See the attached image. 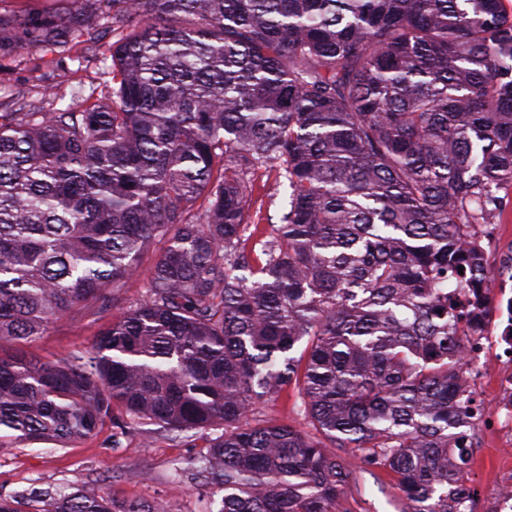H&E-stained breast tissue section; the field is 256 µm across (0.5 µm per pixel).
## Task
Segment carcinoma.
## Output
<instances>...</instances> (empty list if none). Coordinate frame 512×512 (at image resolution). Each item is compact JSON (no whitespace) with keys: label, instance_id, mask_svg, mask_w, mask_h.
Listing matches in <instances>:
<instances>
[{"label":"carcinoma","instance_id":"obj_1","mask_svg":"<svg viewBox=\"0 0 512 512\" xmlns=\"http://www.w3.org/2000/svg\"><path fill=\"white\" fill-rule=\"evenodd\" d=\"M58 0L0 12V58L112 23V87L0 113V346L37 341L138 271L85 349L0 357V448L115 420L222 431L197 460L217 512H348L356 469L397 512H462L476 405L448 289L485 284L512 207L506 0ZM286 188L261 235L260 172ZM464 270H459V267ZM291 387L308 430L255 417ZM335 448H348L346 459ZM171 512L32 490L0 512Z\"/></svg>","mask_w":512,"mask_h":512}]
</instances>
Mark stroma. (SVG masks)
I'll return each instance as SVG.
<instances>
[{
    "label": "stroma",
    "instance_id": "35a3bbf8",
    "mask_svg": "<svg viewBox=\"0 0 512 512\" xmlns=\"http://www.w3.org/2000/svg\"><path fill=\"white\" fill-rule=\"evenodd\" d=\"M111 36L78 45L86 59L82 71H74L67 56L55 50H36L20 65L0 67V110L11 109L10 96L25 92L38 99L43 110L70 101L74 87L101 91L104 75L99 58L111 44ZM155 254L147 252L131 279L120 288L118 304L99 315L85 310L64 316L48 327L31 351L54 358L90 347L97 334L131 302L141 298ZM208 434L197 431H166L150 424L127 425L114 434L104 425L93 438L63 448L51 441H27L15 448H0V497L11 498L31 488L57 489L75 486L98 495H117L129 500L167 502L172 512H208L212 496L199 480H172L174 467L206 454ZM503 468L491 440L470 456L468 478L474 494L485 493ZM350 512H396L397 490L386 473H355L347 488Z\"/></svg>",
    "mask_w": 512,
    "mask_h": 512
}]
</instances>
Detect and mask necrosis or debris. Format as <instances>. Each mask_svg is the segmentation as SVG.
Returning a JSON list of instances; mask_svg holds the SVG:
<instances>
[{
    "label": "necrosis or debris",
    "instance_id": "necrosis-or-debris-1",
    "mask_svg": "<svg viewBox=\"0 0 512 512\" xmlns=\"http://www.w3.org/2000/svg\"><path fill=\"white\" fill-rule=\"evenodd\" d=\"M485 274L481 296L461 289L452 293L459 306L480 314L477 327L463 339L468 366L460 386L485 405L476 427L490 428L502 459L512 460V289L501 280L498 266L487 265Z\"/></svg>",
    "mask_w": 512,
    "mask_h": 512
}]
</instances>
